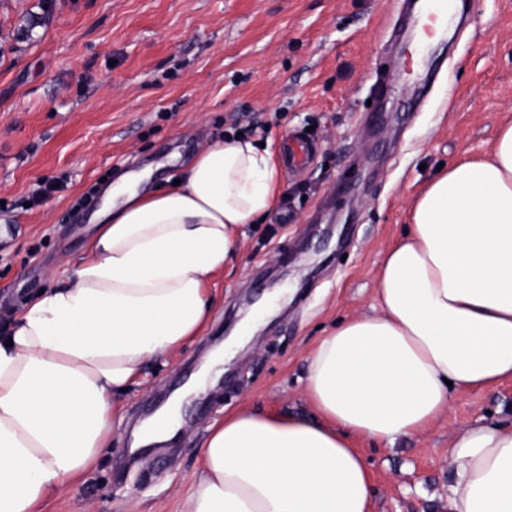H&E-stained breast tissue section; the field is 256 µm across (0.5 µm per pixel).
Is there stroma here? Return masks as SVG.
<instances>
[{"label": "stroma", "instance_id": "stroma-1", "mask_svg": "<svg viewBox=\"0 0 512 512\" xmlns=\"http://www.w3.org/2000/svg\"><path fill=\"white\" fill-rule=\"evenodd\" d=\"M403 0H0V331L51 271L86 252L107 183L151 168L148 189L208 142L250 131L273 155L307 131L310 163L281 175L268 218L209 282L218 304L202 336L146 369L112 406V437L90 471L41 512H182L207 427L240 407L314 415L307 358L340 319L370 311L388 249L440 165L490 154L512 121V0H467L471 22L420 48L442 60L416 110L403 75L384 124L363 126L374 71L395 50ZM44 22L27 29L31 16ZM63 188L32 204L41 183ZM297 292L266 318L223 388L185 403L190 425L166 447L126 435L191 377L249 300ZM512 382L454 393L426 432L362 442L373 512H448L454 434L506 416Z\"/></svg>", "mask_w": 512, "mask_h": 512}]
</instances>
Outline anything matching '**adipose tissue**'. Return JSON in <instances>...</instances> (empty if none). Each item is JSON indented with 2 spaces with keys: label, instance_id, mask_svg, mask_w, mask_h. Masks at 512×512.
Segmentation results:
<instances>
[{
  "label": "adipose tissue",
  "instance_id": "ef3b65f1",
  "mask_svg": "<svg viewBox=\"0 0 512 512\" xmlns=\"http://www.w3.org/2000/svg\"><path fill=\"white\" fill-rule=\"evenodd\" d=\"M180 185H109L104 222L62 283L0 335V512H38L82 478L112 432V397L200 336L206 288L281 191L250 137L209 143ZM371 310L308 356L314 418L241 408L209 426L187 512H371L355 439L424 432L453 393L512 382V123L490 155L448 166L417 196ZM448 512H512V422L459 431Z\"/></svg>",
  "mask_w": 512,
  "mask_h": 512
}]
</instances>
